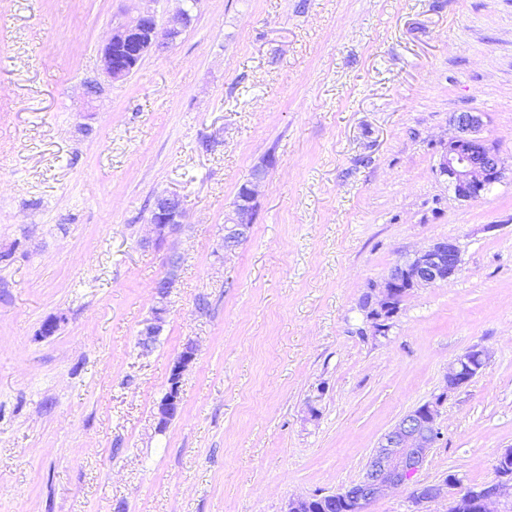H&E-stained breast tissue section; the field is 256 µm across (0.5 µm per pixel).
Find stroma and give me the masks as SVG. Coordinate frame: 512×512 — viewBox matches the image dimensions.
I'll list each match as a JSON object with an SVG mask.
<instances>
[{
  "mask_svg": "<svg viewBox=\"0 0 512 512\" xmlns=\"http://www.w3.org/2000/svg\"><path fill=\"white\" fill-rule=\"evenodd\" d=\"M183 7L175 44L104 73L115 27ZM460 112L481 113L505 168L469 202L436 171ZM265 162L251 234L217 259ZM162 191L187 216L158 247ZM442 239L459 275L408 296L387 336L362 334L369 283ZM474 346L491 360L448 393L415 481L495 483L512 448V0H0V512H282L358 481ZM410 491L368 512H447ZM181 256L171 255L167 259L168 271L156 284V292L159 296L158 305L152 309V316L146 321L144 328L139 332V345L143 350H150L161 336L167 322L168 309L164 304L170 288L175 280V272L180 266ZM196 345L194 342H188L180 353L171 373L170 386L167 392V398L158 404L155 418L159 429L164 428L168 421L180 409L182 398L180 383L184 371L193 363L196 357Z\"/></svg>",
  "mask_w": 512,
  "mask_h": 512,
  "instance_id": "1",
  "label": "stroma"
}]
</instances>
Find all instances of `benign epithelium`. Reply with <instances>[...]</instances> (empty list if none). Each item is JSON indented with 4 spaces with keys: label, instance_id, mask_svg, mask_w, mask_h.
Masks as SVG:
<instances>
[{
    "label": "benign epithelium",
    "instance_id": "benign-epithelium-1",
    "mask_svg": "<svg viewBox=\"0 0 512 512\" xmlns=\"http://www.w3.org/2000/svg\"><path fill=\"white\" fill-rule=\"evenodd\" d=\"M191 23L186 11L174 15L168 23L158 25L154 13L146 11L130 24L118 27L103 49V66L114 81L126 78L151 50L163 51L173 45ZM458 135L444 144L439 154L437 172L448 183L455 199L474 201L488 193L503 181L505 171L500 164L498 149L481 136L482 115L479 112H461L454 116ZM266 170L253 172L244 183L243 191L236 195L230 211L225 216L222 251L231 252L245 242L255 220L252 202L258 187L265 179ZM186 218L183 197L165 191L154 198L147 223L154 235V243L160 245L180 233ZM181 257L171 255L167 259L168 271L156 284L158 305L152 316L139 332V345L148 351L156 344L167 322L168 309L164 304L175 280ZM461 252L454 241L434 242L415 251L412 258L391 267L381 280L370 284V292L362 300L370 331L374 336H385L390 323L399 311L406 295L416 288L434 286L455 277L461 270ZM196 357V345L188 342L180 353L171 373L167 398L158 404L155 418L158 428H164L180 409L182 398L180 383L184 371ZM464 354L448 366L446 388L442 393L412 408L381 439L370 457L363 477L348 489L323 496L293 497L288 499L283 512H304L311 502L325 503L337 498L354 501L360 512L392 486H400L410 480L426 461L430 449L439 438L438 418L440 407L448 392L466 385L473 375L465 372ZM448 484L414 485L411 499L421 505L443 495L448 497V512H496L494 501L507 490L501 482L477 488L469 493L454 495L445 491Z\"/></svg>",
    "mask_w": 512,
    "mask_h": 512
}]
</instances>
